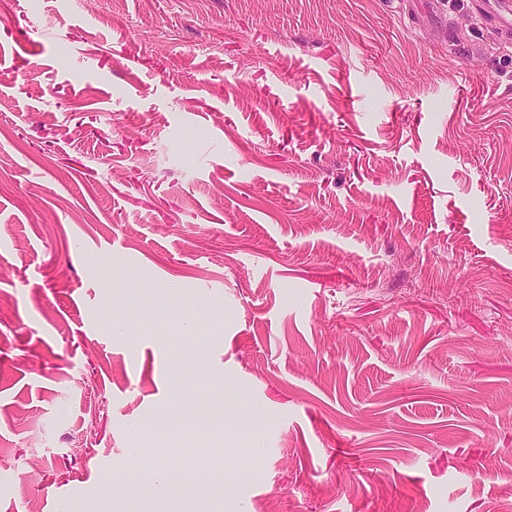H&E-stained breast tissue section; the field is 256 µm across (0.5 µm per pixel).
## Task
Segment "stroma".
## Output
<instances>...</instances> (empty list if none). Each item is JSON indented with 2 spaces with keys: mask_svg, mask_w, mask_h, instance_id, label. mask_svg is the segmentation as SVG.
Masks as SVG:
<instances>
[{
  "mask_svg": "<svg viewBox=\"0 0 512 512\" xmlns=\"http://www.w3.org/2000/svg\"><path fill=\"white\" fill-rule=\"evenodd\" d=\"M93 486L507 512L512 39L465 0H0V512Z\"/></svg>",
  "mask_w": 512,
  "mask_h": 512,
  "instance_id": "1",
  "label": "stroma"
}]
</instances>
